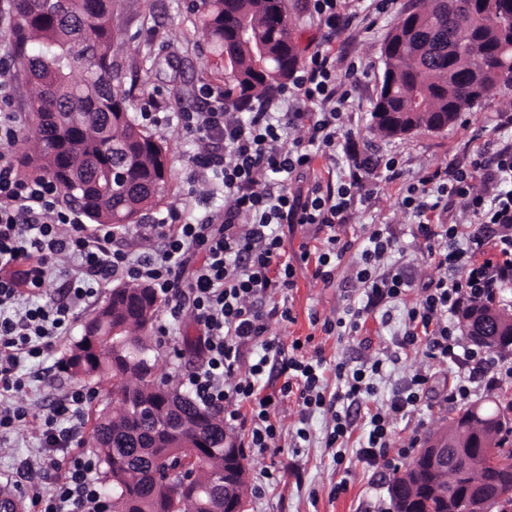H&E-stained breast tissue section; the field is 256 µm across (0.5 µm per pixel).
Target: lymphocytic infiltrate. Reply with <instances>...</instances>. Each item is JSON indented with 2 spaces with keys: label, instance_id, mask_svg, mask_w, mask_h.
Listing matches in <instances>:
<instances>
[{
  "label": "lymphocytic infiltrate",
  "instance_id": "lymphocytic-infiltrate-1",
  "mask_svg": "<svg viewBox=\"0 0 512 512\" xmlns=\"http://www.w3.org/2000/svg\"><path fill=\"white\" fill-rule=\"evenodd\" d=\"M346 3L310 0L322 41L279 95L254 98L237 112L229 107L230 94L203 85L197 95L205 107L176 113L177 127L198 145L190 187L177 204L139 226V235L160 241L161 248L138 254L121 247L122 228L87 229L81 211L64 205L65 192L52 176L22 173L10 148L23 127L12 60L0 55V433L33 429L39 434V477H32L26 464L17 472L31 512H112L111 499L94 477L97 458L74 449L92 391L73 389L43 415L15 397L26 386L17 374L21 360L51 354L72 327L75 304L117 278L147 283L164 298L159 337L172 335L183 321L195 325L198 363L181 384L203 406L223 411L225 423L247 426L248 447H273L282 431L278 403L291 395L308 412L332 407L331 442L350 438L352 410L365 407L381 360L352 368L337 364L336 393L325 399L322 358L307 356L301 340L286 349L269 339L264 309L271 293L295 285L296 269L283 252L284 225L327 230L319 253L305 248L300 259L315 261V276L330 278L331 259L347 250L336 226L370 198L377 170H385L390 180L396 176L394 158L362 152L351 135L337 133L331 45L357 19ZM320 156L343 157V178L291 189L292 178L309 171ZM200 182L223 194V209L197 213ZM400 205L417 217L430 242L427 258L438 271L407 310L403 346H424L433 362L458 366L450 399L466 398L476 382L495 389L501 371L490 351L466 346L454 318L472 302L495 300L512 287V142L492 153L478 152L469 162L422 173L401 189ZM456 205L474 216L473 224L449 223L448 211ZM393 247L376 229L361 253L355 280L365 297L364 312L407 294L410 283L402 269L385 263ZM55 269L65 278L68 299L40 303ZM251 352L255 360L243 365ZM273 372L283 382L271 393L264 378ZM428 380V374H414L386 406L367 409L361 461L372 466L386 457L395 445L394 416L419 404Z\"/></svg>",
  "mask_w": 512,
  "mask_h": 512
}]
</instances>
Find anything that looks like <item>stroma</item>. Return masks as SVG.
<instances>
[{
	"mask_svg": "<svg viewBox=\"0 0 512 512\" xmlns=\"http://www.w3.org/2000/svg\"><path fill=\"white\" fill-rule=\"evenodd\" d=\"M407 2L395 0L392 10L355 22L333 45L337 73L343 76V87L349 93L339 107L343 130L361 149L396 155L399 175L394 181L380 182L368 203L357 206L348 223L337 226V234L351 247L337 260L331 281L314 278V265L298 264L296 285L287 291L291 320L277 316L268 319L270 338L284 346L296 338L308 339V353H321L327 370H335L340 363L353 366L369 357L384 358L382 373L373 379L368 399L372 406L387 403L413 370L425 364L426 357L422 349L400 345L407 307L399 301L365 315L356 335H328L323 330L325 321L336 320L348 308L363 304L352 274L370 231L381 225L395 245L391 262L406 270L414 286L435 277L437 271L427 259L428 243L419 235L414 217L398 203L400 188L425 170L463 160L484 144L512 139V128L499 125L500 117L512 114V90L503 88L492 90L481 106L444 130L420 129L399 137L371 132V112L383 71L381 46L400 21ZM114 13L119 22L117 61L125 75L131 108H139L143 98L159 91L178 93L181 107L194 110L203 105L195 93L200 84L217 90L233 87L229 69L210 52L191 0H114ZM155 134L169 157L171 175L162 202L167 208L187 187L194 146L172 128L156 129ZM111 292V286H103L97 296L76 308L70 333L59 337L45 362L48 372L43 381L31 383L18 396L32 411L45 413L52 402L64 398L75 386V379L60 373L58 364L81 337L85 319ZM195 336V327L187 320L166 341H153L156 376L178 384L182 373L196 361L190 345ZM178 349L183 352L179 358L174 355ZM457 375L458 367L452 363L432 368L426 401L400 417L394 426L396 443H411L419 449L430 434L446 428L461 408L460 403L448 399ZM277 413L283 430L275 447L244 451L248 473L245 512H392L388 483L394 471L407 467L406 459L392 453L378 469L368 468L357 454L366 435L360 426L341 449L328 447L329 413L318 410L304 414L296 397L281 399ZM300 427L308 431L303 442L296 437ZM37 446L27 431L0 436V486H13L17 464L36 457ZM339 454L345 457L340 464L335 461Z\"/></svg>",
	"mask_w": 512,
	"mask_h": 512,
	"instance_id": "stroma-1",
	"label": "stroma"
}]
</instances>
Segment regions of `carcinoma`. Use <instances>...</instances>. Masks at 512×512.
Returning a JSON list of instances; mask_svg holds the SVG:
<instances>
[{
  "label": "carcinoma",
  "mask_w": 512,
  "mask_h": 512,
  "mask_svg": "<svg viewBox=\"0 0 512 512\" xmlns=\"http://www.w3.org/2000/svg\"><path fill=\"white\" fill-rule=\"evenodd\" d=\"M37 0H14V57L26 74L32 124L23 164L54 176L94 224L130 227L159 204L169 175L167 150L131 112L116 61L112 0H55L54 14L35 13ZM201 22L213 52L229 63L239 98L284 86L299 62V47L284 0H201ZM382 79L372 110L379 136L438 131L479 107L497 86L512 88V0H411L382 46ZM117 165L125 178L107 188L94 169ZM159 310L143 284L112 290L95 311L61 368L74 377L121 380L98 414L93 452L112 485V512H205L224 480V420L200 408L169 382L156 380L146 335ZM487 348L512 345V314L492 303L464 308ZM93 339L96 351L85 346ZM512 402L466 407L436 436L465 454L448 471L428 472L425 454L396 475L394 512H448L488 498L487 512H504L492 499L512 492ZM201 437L216 450L211 461L188 464L189 483L170 485L164 472L189 456ZM479 461L482 484L468 466Z\"/></svg>",
  "instance_id": "carcinoma-1"
}]
</instances>
